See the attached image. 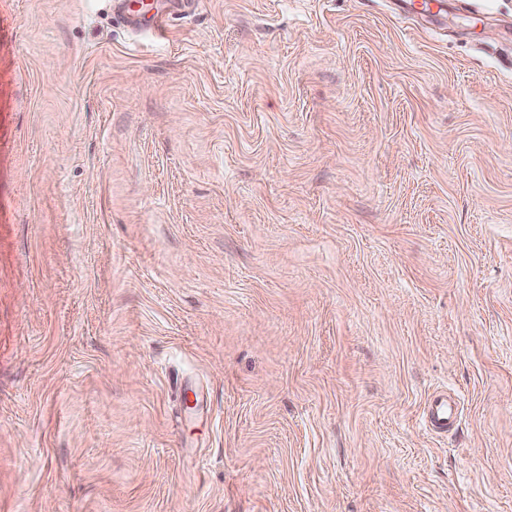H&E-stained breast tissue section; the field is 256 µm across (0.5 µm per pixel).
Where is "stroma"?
Here are the masks:
<instances>
[{"mask_svg":"<svg viewBox=\"0 0 512 512\" xmlns=\"http://www.w3.org/2000/svg\"><path fill=\"white\" fill-rule=\"evenodd\" d=\"M142 22L0 0V512H512V0ZM460 416L459 400L441 393L428 406L426 423L437 433H448Z\"/></svg>","mask_w":512,"mask_h":512,"instance_id":"1","label":"stroma"}]
</instances>
